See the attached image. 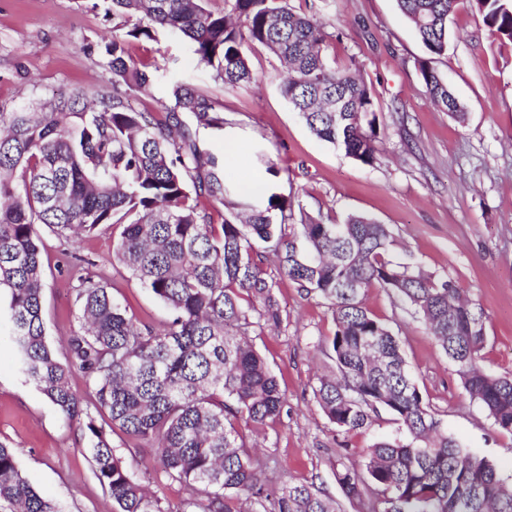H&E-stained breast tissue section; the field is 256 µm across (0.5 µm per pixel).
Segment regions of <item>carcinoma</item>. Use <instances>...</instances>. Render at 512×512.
<instances>
[{
	"label": "carcinoma",
	"mask_w": 512,
	"mask_h": 512,
	"mask_svg": "<svg viewBox=\"0 0 512 512\" xmlns=\"http://www.w3.org/2000/svg\"><path fill=\"white\" fill-rule=\"evenodd\" d=\"M457 2L397 0L435 56L448 47ZM472 2L492 37L512 44V0ZM112 16L124 20L101 49L112 93L62 94L30 110H0V295L20 372L65 421L83 425L95 477L117 512H336L335 501L312 483L266 487L246 442L244 430L279 418L285 402L250 340L252 327L281 323L259 244L276 253L280 272L300 291L329 302L337 374L314 391L325 416L350 432L383 410L405 430L370 446L363 466L336 469L345 496L374 491L373 512H512V484L441 429L399 338L363 304L365 293L379 288L422 316L465 391L512 434V377L481 367L482 313L459 288L392 258V231L371 217L327 223L294 211L290 198L269 188L238 211L243 191L226 184L224 164L197 148L182 119L224 129L216 102L192 86L169 84L162 118L125 105L128 92H147L159 80L128 54L129 37L179 31L198 64L232 89L257 82L247 52L258 44L284 65L281 94L310 131L373 166L380 130L374 90L355 61L328 62L335 34L288 0H224L222 12L209 10L206 0H112ZM133 17L137 23L119 33ZM418 65L434 105L465 122L467 112L430 60ZM202 196L228 210L222 224L199 210ZM39 225L73 243L118 226L113 262L168 308L166 323H136L112 298L97 264L68 251L79 272V328L59 359L46 337ZM252 312L258 321H250ZM74 369L91 386L87 406L69 385ZM116 428L153 450L157 484L178 483L187 497L172 507L148 492L112 447ZM0 512H64L33 488L17 450L2 443Z\"/></svg>",
	"instance_id": "cac0c4a2"
}]
</instances>
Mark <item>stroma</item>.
Returning <instances> with one entry per match:
<instances>
[{
	"label": "stroma",
	"instance_id": "1",
	"mask_svg": "<svg viewBox=\"0 0 512 512\" xmlns=\"http://www.w3.org/2000/svg\"><path fill=\"white\" fill-rule=\"evenodd\" d=\"M299 12L316 7L339 39L329 43L330 63L356 62L376 94L380 111L378 161L363 165L317 139L279 91L282 66L262 46L248 53L259 84L228 89L199 66L192 45L179 32L156 39H129L132 58L158 68L164 78L132 106L162 111L166 86L181 81L209 93L224 112L223 131L200 129V148L223 155L224 143L243 151L233 168L244 179L258 175L252 149H265L279 169V190L294 207L344 222L361 213L389 225L395 258L451 279L484 312V365L512 376V47L499 46L469 0H459L449 23L450 39L433 67L464 104L457 123L438 110L425 91L417 62L427 52L396 0H288ZM108 0H0V107L5 111L43 103L58 93L111 89L112 74L100 52L112 34ZM45 264L43 294L47 339L57 355L77 330L69 268L60 267V240L40 228ZM117 230L82 239L77 251L104 272L114 299L135 320L164 323L169 312L122 267L113 264ZM275 282L282 323L277 331L252 328L251 340L267 359L284 393L280 419L248 433L263 481L314 484L336 499L338 512H362L336 482L337 461L361 464L367 449L402 435L389 413L370 427L345 433L321 411L314 396L320 377L335 365L325 345L334 332L327 302L301 293L279 275ZM365 307L400 338L416 383L442 430L471 453L485 458L512 483V435L500 431L463 389L453 363L429 335L425 321L378 289ZM0 321V442L19 449L22 473L40 493L64 502L67 512H113L96 480L78 424L20 374L14 348Z\"/></svg>",
	"mask_w": 512,
	"mask_h": 512
}]
</instances>
